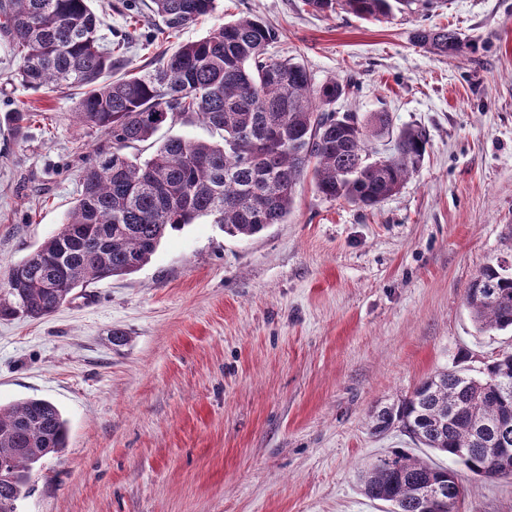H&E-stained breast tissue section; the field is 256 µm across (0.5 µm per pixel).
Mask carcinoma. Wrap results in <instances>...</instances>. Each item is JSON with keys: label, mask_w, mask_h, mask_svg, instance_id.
Listing matches in <instances>:
<instances>
[{"label": "carcinoma", "mask_w": 512, "mask_h": 512, "mask_svg": "<svg viewBox=\"0 0 512 512\" xmlns=\"http://www.w3.org/2000/svg\"><path fill=\"white\" fill-rule=\"evenodd\" d=\"M317 11L341 9L381 20L402 0H305ZM216 0H152L150 11L171 30L210 15ZM101 17L90 0H0V31L9 39L16 78L26 87L75 91L80 124L103 132L85 160L81 193L61 228L0 282V318H45L78 288L130 275L148 263L167 231L200 218L229 236H253L290 213L298 181L312 174L331 199L372 207L396 193L426 153V132L398 129L391 152L371 140L392 129L387 112L366 119L336 115L332 105L349 84L314 83L298 63L277 60L268 47L279 32L257 18L224 23L205 38L165 54L158 67L102 78L124 65L126 35L103 46ZM417 44L446 56L461 51L448 27L421 28ZM200 120L222 142L166 139L149 158L125 150L161 127ZM481 332L512 331V274L486 265L466 295ZM371 428L398 426L415 443L483 479H512V349L472 374L446 368L398 403L374 411ZM67 446V423L46 399L0 406V512H16L32 470ZM457 471L404 449L367 465L360 478L368 499L389 512H427L424 490L450 498Z\"/></svg>", "instance_id": "carcinoma-1"}]
</instances>
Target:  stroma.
<instances>
[{"instance_id":"1","label":"stroma","mask_w":512,"mask_h":512,"mask_svg":"<svg viewBox=\"0 0 512 512\" xmlns=\"http://www.w3.org/2000/svg\"><path fill=\"white\" fill-rule=\"evenodd\" d=\"M126 0H92L133 67L256 16L316 83L350 82L334 108L425 128L421 166L372 208L296 187L286 221L250 237L201 219L168 232L136 273L76 290L40 321L0 319V404L53 402L68 446L32 471L17 512H386L358 473L402 448L444 466L370 412L437 370H479L512 348L479 333L466 292L488 264L512 273V0H412L381 20L304 0H217L179 30ZM450 27L454 57L416 45ZM0 36V280L63 224L101 132L76 96L13 81ZM31 113L24 137L5 119ZM125 340L114 344L113 331ZM456 512H512V480L460 470Z\"/></svg>"}]
</instances>
